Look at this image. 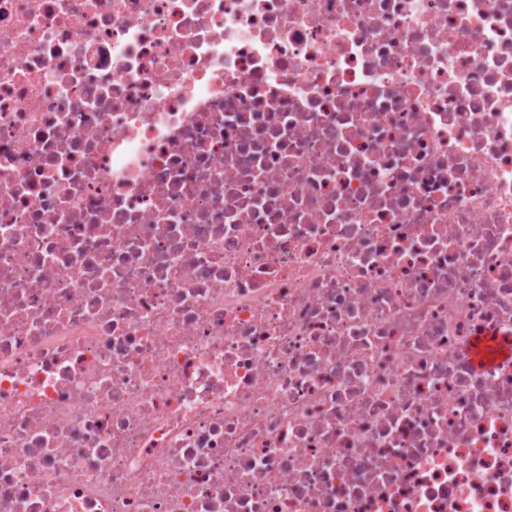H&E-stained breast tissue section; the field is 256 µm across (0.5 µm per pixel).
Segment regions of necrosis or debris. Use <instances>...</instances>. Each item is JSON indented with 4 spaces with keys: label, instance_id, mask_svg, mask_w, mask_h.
<instances>
[{
    "label": "necrosis or debris",
    "instance_id": "necrosis-or-debris-1",
    "mask_svg": "<svg viewBox=\"0 0 512 512\" xmlns=\"http://www.w3.org/2000/svg\"><path fill=\"white\" fill-rule=\"evenodd\" d=\"M512 0H0V512H512ZM475 364L481 367L486 362L497 358H512V344L500 343L491 338L476 340L472 345Z\"/></svg>",
    "mask_w": 512,
    "mask_h": 512
}]
</instances>
